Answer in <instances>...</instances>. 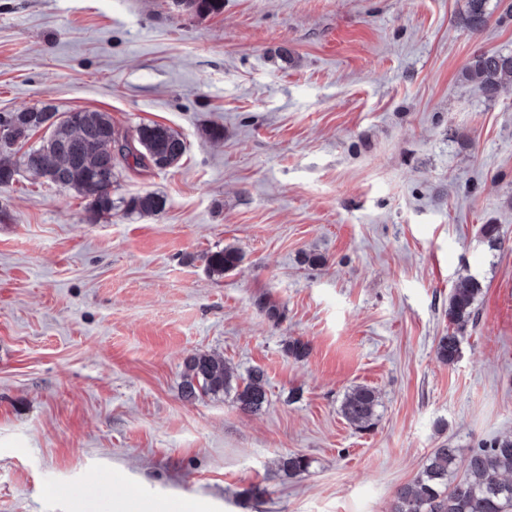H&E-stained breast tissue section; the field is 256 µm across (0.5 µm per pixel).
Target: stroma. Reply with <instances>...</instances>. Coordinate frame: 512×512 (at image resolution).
Masks as SVG:
<instances>
[{
    "mask_svg": "<svg viewBox=\"0 0 512 512\" xmlns=\"http://www.w3.org/2000/svg\"><path fill=\"white\" fill-rule=\"evenodd\" d=\"M465 8L0 0V113L106 112L187 146L178 166L116 170L115 201L154 192L161 213L94 221L20 167L43 131L7 150L0 512H390L432 449L463 461L512 434V85L489 99L461 78L474 54L512 52V18L495 7L472 33ZM227 247L239 265L210 275ZM467 277L478 315L448 365L436 345ZM196 354L263 369L268 406L185 399ZM356 385L379 395L366 431L340 413ZM288 454L309 469L279 471ZM176 3L186 12L196 16L216 14L224 9L223 0H178ZM240 261L241 256L237 250L224 248L207 257V268L212 275L224 276L225 272L235 269Z\"/></svg>",
    "mask_w": 512,
    "mask_h": 512,
    "instance_id": "stroma-1",
    "label": "stroma"
}]
</instances>
